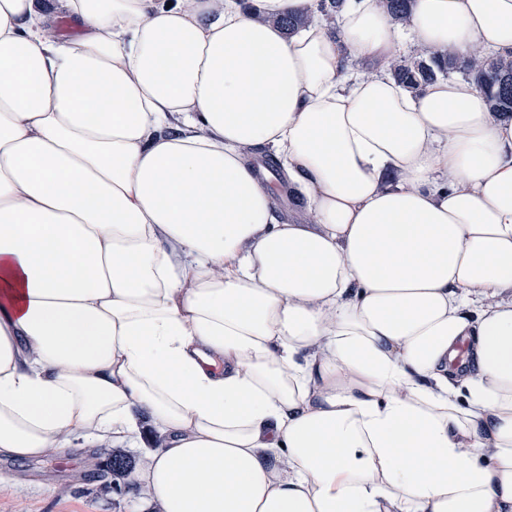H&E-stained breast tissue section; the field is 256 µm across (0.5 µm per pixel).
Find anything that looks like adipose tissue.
Instances as JSON below:
<instances>
[{"label":"adipose tissue","instance_id":"adipose-tissue-1","mask_svg":"<svg viewBox=\"0 0 512 512\" xmlns=\"http://www.w3.org/2000/svg\"><path fill=\"white\" fill-rule=\"evenodd\" d=\"M316 4L0 0V456L148 436L154 512H512V117L388 72L512 55V0Z\"/></svg>","mask_w":512,"mask_h":512}]
</instances>
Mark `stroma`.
I'll use <instances>...</instances> for the list:
<instances>
[{"instance_id":"35a3bbf8","label":"stroma","mask_w":512,"mask_h":512,"mask_svg":"<svg viewBox=\"0 0 512 512\" xmlns=\"http://www.w3.org/2000/svg\"><path fill=\"white\" fill-rule=\"evenodd\" d=\"M111 453L81 443L26 464L1 456L0 512H142L133 484L116 490L109 480L89 479Z\"/></svg>"}]
</instances>
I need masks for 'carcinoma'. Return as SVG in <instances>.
<instances>
[{
    "mask_svg": "<svg viewBox=\"0 0 512 512\" xmlns=\"http://www.w3.org/2000/svg\"><path fill=\"white\" fill-rule=\"evenodd\" d=\"M390 71L399 83L415 90L439 76L462 72L485 95L491 111L512 116V57H472L462 61L452 54L419 56L391 63ZM110 462L109 474L114 478H127L134 469L131 459L121 452L112 453Z\"/></svg>",
    "mask_w": 512,
    "mask_h": 512,
    "instance_id": "carcinoma-1",
    "label": "carcinoma"
}]
</instances>
